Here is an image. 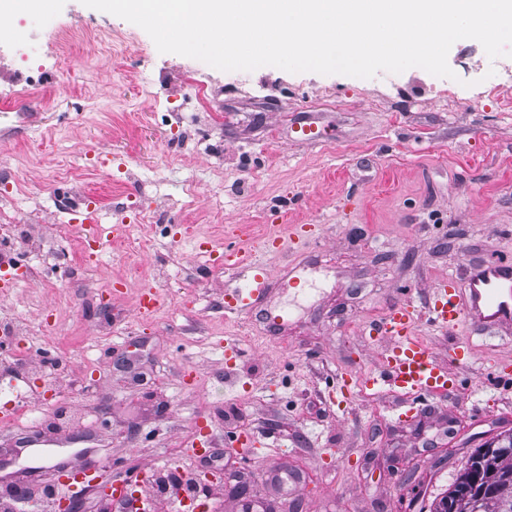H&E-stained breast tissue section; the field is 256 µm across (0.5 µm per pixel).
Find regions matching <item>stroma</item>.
Wrapping results in <instances>:
<instances>
[{"label": "stroma", "instance_id": "stroma-1", "mask_svg": "<svg viewBox=\"0 0 512 512\" xmlns=\"http://www.w3.org/2000/svg\"><path fill=\"white\" fill-rule=\"evenodd\" d=\"M13 21L28 38L0 50V85L27 86L0 100V179L19 184L22 234L35 244L11 261L42 278L0 295V323L23 343L17 354L0 338V388L15 386L33 409L0 422L8 512H51L57 464L102 460L125 477L154 465L157 481L139 490L151 512H176L159 482L175 466L223 471L196 488L208 512H238L247 497L265 512H429L475 448L512 430V382L486 362L512 350V326L456 336L420 321L458 388L419 398L417 415L397 419L402 400L386 387L348 411L328 397L337 376L374 370L360 329L393 300L424 306L439 278L461 284L469 263L512 260V111L475 88L497 81L512 56L455 42L456 85L419 67L369 79L226 72L159 52L142 28L81 0ZM58 30L60 49L39 54ZM88 30L109 43L87 42ZM34 51L42 72L23 77L20 59ZM304 112L317 113L327 143L294 138ZM102 151L104 170L94 162ZM76 180L97 195L101 225L126 224L147 248L132 257L107 243L90 266L75 265L58 201ZM292 224L321 225L322 236L264 252L265 238ZM200 239L218 254L236 243L277 271L304 266V283L282 286L250 320L225 318L224 292L244 280L212 267ZM116 281L118 297L108 290ZM147 286L164 304L143 318L135 302ZM228 342L242 351L231 369ZM456 345L469 349L467 363L449 361ZM199 421L208 451L189 458ZM241 434L263 442L260 458L236 443Z\"/></svg>", "mask_w": 512, "mask_h": 512}]
</instances>
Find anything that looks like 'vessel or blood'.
I'll use <instances>...</instances> for the list:
<instances>
[{
  "mask_svg": "<svg viewBox=\"0 0 512 512\" xmlns=\"http://www.w3.org/2000/svg\"><path fill=\"white\" fill-rule=\"evenodd\" d=\"M317 230L314 224H293L288 237L308 241ZM285 238H266L265 250L280 252ZM216 262L222 266L235 263L247 274L244 287L224 293V313L228 316H252L279 282L266 265L249 261L234 250L218 255ZM423 318L448 333L468 327L485 334L500 325H512V263L490 260L470 266L464 289L454 277L439 279L422 311L410 301H394L369 331L370 341L383 337L387 343L379 350L377 370L361 378V389L385 384L405 397L447 394L456 389L457 379L447 367L436 363L431 347L416 334L415 327Z\"/></svg>",
  "mask_w": 512,
  "mask_h": 512,
  "instance_id": "obj_1",
  "label": "vessel or blood"
}]
</instances>
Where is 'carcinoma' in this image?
I'll list each match as a JSON object with an SVG mask.
<instances>
[{
    "label": "carcinoma",
    "instance_id": "obj_1",
    "mask_svg": "<svg viewBox=\"0 0 512 512\" xmlns=\"http://www.w3.org/2000/svg\"><path fill=\"white\" fill-rule=\"evenodd\" d=\"M494 448L496 474L482 492L460 495L468 468L460 470L444 495L432 503L430 512H512V431L500 433Z\"/></svg>",
    "mask_w": 512,
    "mask_h": 512
}]
</instances>
